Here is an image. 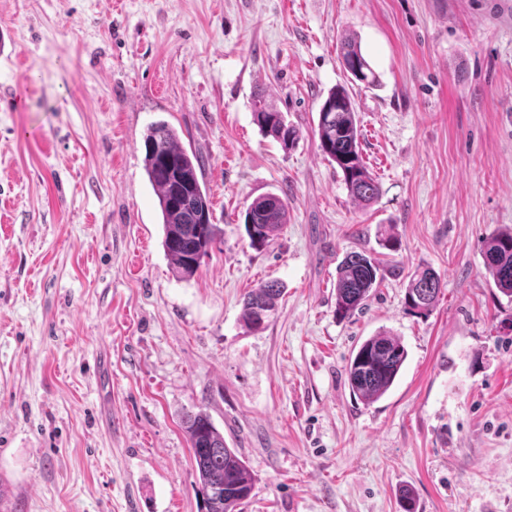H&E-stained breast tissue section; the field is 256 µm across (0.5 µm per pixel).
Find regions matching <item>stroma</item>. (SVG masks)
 <instances>
[{
	"label": "stroma",
	"mask_w": 512,
	"mask_h": 512,
	"mask_svg": "<svg viewBox=\"0 0 512 512\" xmlns=\"http://www.w3.org/2000/svg\"><path fill=\"white\" fill-rule=\"evenodd\" d=\"M357 35L378 76L352 83ZM346 86L379 196L361 208L320 150ZM264 94L300 130L265 136ZM202 157L221 230L196 274L162 247L143 136ZM288 222L250 247L247 206ZM512 226V0H0V502L8 512H204L183 412L207 411L255 475L241 512H512V299L483 262ZM391 231L398 251L386 252ZM395 266L363 313L336 267ZM444 288L409 312V275ZM277 279L267 327L243 298ZM407 359L354 398L369 336ZM340 53L344 68L348 73H350L353 80L367 86H373L377 82V77L364 57L360 43L355 38L346 37L343 39L340 46ZM355 65L360 68L362 77H358L354 72H352ZM287 222L288 203L280 196L268 193L255 198L244 216L250 247L261 250L268 246ZM406 358L407 351L399 337L385 331L370 336L347 367L353 396L365 402L378 400L392 386Z\"/></svg>",
	"instance_id": "obj_1"
}]
</instances>
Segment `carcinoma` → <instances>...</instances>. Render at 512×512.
Instances as JSON below:
<instances>
[{"instance_id":"obj_1","label":"carcinoma","mask_w":512,"mask_h":512,"mask_svg":"<svg viewBox=\"0 0 512 512\" xmlns=\"http://www.w3.org/2000/svg\"><path fill=\"white\" fill-rule=\"evenodd\" d=\"M340 53L353 80L367 86L377 82L355 38L343 39ZM253 108L264 135L285 150L295 144L299 130L288 123L284 113L261 96L256 97ZM317 133L324 157L340 169L350 197L364 207L372 204L379 187L363 162L357 110L345 89L335 88L328 93L318 112ZM143 144L144 170L162 217L164 252L175 274L190 278L219 233L218 225L212 223V203L203 182L202 162L182 146L177 130L165 121L147 127ZM244 223L250 247L261 250L288 223V203L273 193L259 196L246 208ZM483 260L499 292L512 298V227L498 229L486 238ZM385 273L381 261L370 254H346L336 269V314L347 317L361 310L383 282ZM441 291L440 277L433 269L416 271L406 288L408 311L420 316L428 314ZM283 293L284 285L278 280L261 282L251 289L243 301L245 326L252 331L264 329ZM406 358L407 351L399 337L385 331L369 337L348 364L350 392L365 402L378 400L392 386ZM182 427L193 451L205 512H236L254 488L249 465L236 449L226 445L224 434L208 413H184Z\"/></svg>"}]
</instances>
